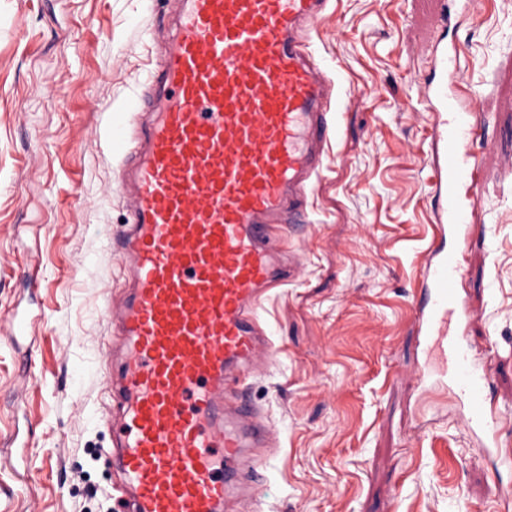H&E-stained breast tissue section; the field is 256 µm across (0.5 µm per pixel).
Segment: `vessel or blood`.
<instances>
[{
  "label": "vessel or blood",
  "instance_id": "1",
  "mask_svg": "<svg viewBox=\"0 0 512 512\" xmlns=\"http://www.w3.org/2000/svg\"><path fill=\"white\" fill-rule=\"evenodd\" d=\"M159 71L113 120L118 189L129 215L111 248L125 292L108 312L114 339L112 445L128 512H243L253 499L255 449L275 437L249 399L246 376L271 342L258 309L288 283L283 229L303 224L306 188L332 134V85L307 32L331 0H178ZM436 27L420 95L438 139L437 222L466 241L478 197L475 90L456 84L460 52ZM432 241L415 303L424 335L456 315L462 250ZM452 380L471 426L494 429L488 366L449 334Z\"/></svg>",
  "mask_w": 512,
  "mask_h": 512
}]
</instances>
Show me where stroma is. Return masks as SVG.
<instances>
[{
  "label": "stroma",
  "mask_w": 512,
  "mask_h": 512,
  "mask_svg": "<svg viewBox=\"0 0 512 512\" xmlns=\"http://www.w3.org/2000/svg\"><path fill=\"white\" fill-rule=\"evenodd\" d=\"M175 0H0V512H120L105 394L107 247L128 205L105 130L160 61ZM480 94L478 226L459 286L491 365L496 447L469 430L413 311L436 225L419 86L442 8ZM339 90L298 273L258 310L247 391L279 446L250 512H504L512 491V0H334L310 37ZM28 316L14 337L13 315Z\"/></svg>",
  "instance_id": "1"
}]
</instances>
